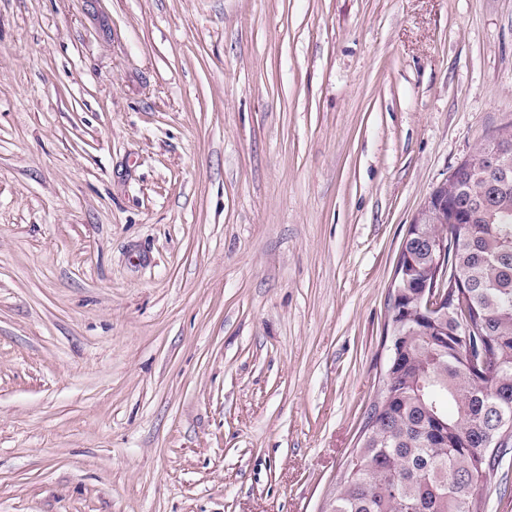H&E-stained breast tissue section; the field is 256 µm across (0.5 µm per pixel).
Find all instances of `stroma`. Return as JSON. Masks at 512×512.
<instances>
[{
    "instance_id": "obj_1",
    "label": "stroma",
    "mask_w": 512,
    "mask_h": 512,
    "mask_svg": "<svg viewBox=\"0 0 512 512\" xmlns=\"http://www.w3.org/2000/svg\"><path fill=\"white\" fill-rule=\"evenodd\" d=\"M511 121L512 0H0V512H329ZM406 248L409 253L414 255L415 267L410 268L412 272L408 274L409 279H416L421 275L424 267L432 261L433 255H431L430 251L426 246H423L420 241L416 240V238L407 244H401V250Z\"/></svg>"
}]
</instances>
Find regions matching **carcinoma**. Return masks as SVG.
<instances>
[{
	"instance_id": "1",
	"label": "carcinoma",
	"mask_w": 512,
	"mask_h": 512,
	"mask_svg": "<svg viewBox=\"0 0 512 512\" xmlns=\"http://www.w3.org/2000/svg\"><path fill=\"white\" fill-rule=\"evenodd\" d=\"M458 214L473 230L448 228V268L463 287L448 316L424 331L409 321L405 352L379 388L332 512H485V487L512 452V166L474 163L454 185ZM409 278L432 261L414 239ZM489 348L475 379L462 336Z\"/></svg>"
}]
</instances>
